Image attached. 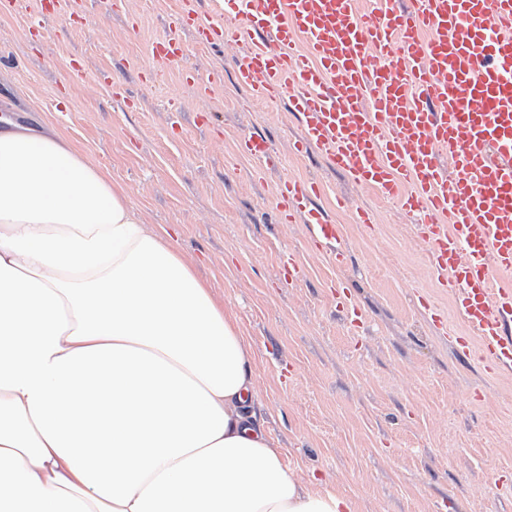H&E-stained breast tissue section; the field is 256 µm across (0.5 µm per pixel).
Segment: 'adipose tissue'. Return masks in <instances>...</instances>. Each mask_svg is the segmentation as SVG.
Returning <instances> with one entry per match:
<instances>
[{
	"label": "adipose tissue",
	"instance_id": "obj_1",
	"mask_svg": "<svg viewBox=\"0 0 512 512\" xmlns=\"http://www.w3.org/2000/svg\"><path fill=\"white\" fill-rule=\"evenodd\" d=\"M253 364L80 150L0 125V512H353L270 447Z\"/></svg>",
	"mask_w": 512,
	"mask_h": 512
}]
</instances>
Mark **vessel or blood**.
Here are the masks:
<instances>
[{
    "instance_id": "b4317fda",
    "label": "vessel or blood",
    "mask_w": 512,
    "mask_h": 512,
    "mask_svg": "<svg viewBox=\"0 0 512 512\" xmlns=\"http://www.w3.org/2000/svg\"><path fill=\"white\" fill-rule=\"evenodd\" d=\"M243 48L235 78L255 100L287 103L315 152L355 185L397 201L433 276L469 328L456 354L512 371V0H225L212 18L187 8L152 46L173 64L182 35ZM267 162L261 134L238 142ZM321 188L279 184V223L306 225L317 250L349 259Z\"/></svg>"
}]
</instances>
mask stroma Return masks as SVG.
<instances>
[{
	"label": "stroma",
	"mask_w": 512,
	"mask_h": 512,
	"mask_svg": "<svg viewBox=\"0 0 512 512\" xmlns=\"http://www.w3.org/2000/svg\"><path fill=\"white\" fill-rule=\"evenodd\" d=\"M112 2L75 0L68 13L12 0L0 10V117L55 126L148 228L168 232L247 336L257 419L303 481L352 498L355 512H512V373L455 355L450 339L465 328L409 217L324 160L292 155L298 124L285 104L251 100L236 83L239 48L188 33L182 67L153 59L149 46L182 0ZM186 67L223 80L200 95ZM253 133L280 156L261 174L236 150ZM287 177L323 187L316 204L343 228L346 266L311 246L305 225L278 223L274 196ZM340 197L348 209H337ZM357 208L373 227L355 223ZM287 251L307 269L294 284L280 275ZM337 282L363 326L337 309ZM424 295L447 333L420 311Z\"/></svg>",
	"instance_id": "stroma-1"
}]
</instances>
